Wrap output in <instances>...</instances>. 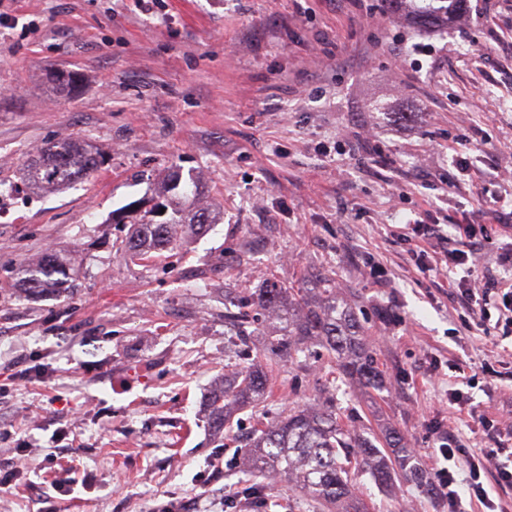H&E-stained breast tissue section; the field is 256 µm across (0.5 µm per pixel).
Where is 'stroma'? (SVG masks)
<instances>
[{
  "label": "stroma",
  "mask_w": 512,
  "mask_h": 512,
  "mask_svg": "<svg viewBox=\"0 0 512 512\" xmlns=\"http://www.w3.org/2000/svg\"><path fill=\"white\" fill-rule=\"evenodd\" d=\"M0 512H289L287 483L250 494L239 471L250 412L215 438L205 394L273 361L266 408L333 395L342 420L430 476L437 419L474 455L496 441L449 413L440 381L460 362L477 413L512 431V337L477 325L444 277L408 262L405 219L472 224L501 277L512 248V0H466L461 22L422 27L385 0H0ZM77 79L70 91L58 83ZM78 140L91 177L32 191L37 148ZM468 158L471 174L456 165ZM195 174L224 221L160 257L131 261L113 211L153 196L170 166ZM53 251L77 288L31 295L13 268ZM315 297L330 283L372 346L380 386L331 388L325 349L274 352L268 331L224 333V293L269 282ZM438 377L427 378L429 362ZM496 371L485 383V365ZM65 484L68 495L55 487ZM372 512H448L428 484L379 489Z\"/></svg>",
  "instance_id": "obj_1"
}]
</instances>
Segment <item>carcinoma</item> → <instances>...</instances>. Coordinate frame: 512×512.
I'll use <instances>...</instances> for the list:
<instances>
[{"mask_svg":"<svg viewBox=\"0 0 512 512\" xmlns=\"http://www.w3.org/2000/svg\"><path fill=\"white\" fill-rule=\"evenodd\" d=\"M105 158L89 146L75 141L57 142L40 149L36 160L27 165L25 179L32 190H63L93 175ZM164 196L167 211L156 215L154 207H138L129 215L130 227L121 249L131 259L148 260L176 242V230L185 237L206 234L224 221L219 206H205L199 198L194 177L182 182V172L170 167L166 180L156 192ZM18 283L28 292L55 290L75 275L70 258L47 253L37 261L14 270ZM224 316L237 335L248 333L256 321L274 328V342L288 350V359L300 361L309 340L322 342L332 355L339 375L357 377L372 385L379 376L374 352L363 342L353 313L336 303V291L322 290L316 303L307 300L303 289L272 284L258 293L226 295ZM269 378L263 369L248 367L234 371L212 390L207 398L208 420L214 432L227 427L233 407L255 408L264 401ZM409 457L392 463L366 437L343 428L333 399L293 407L277 416L248 447L247 481L279 478L308 497L313 512H368L354 493L359 474H369L379 487L391 486L400 478L423 480L421 472L408 467Z\"/></svg>","mask_w":512,"mask_h":512,"instance_id":"1","label":"carcinoma"}]
</instances>
